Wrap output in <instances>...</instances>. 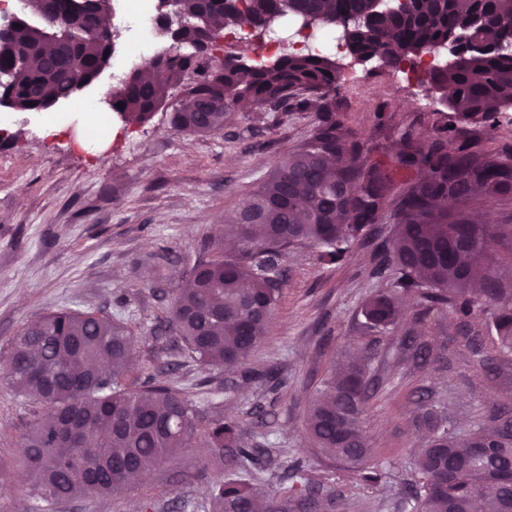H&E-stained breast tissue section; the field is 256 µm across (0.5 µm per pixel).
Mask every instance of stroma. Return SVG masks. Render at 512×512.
Listing matches in <instances>:
<instances>
[{
	"label": "stroma",
	"instance_id": "stroma-1",
	"mask_svg": "<svg viewBox=\"0 0 512 512\" xmlns=\"http://www.w3.org/2000/svg\"><path fill=\"white\" fill-rule=\"evenodd\" d=\"M106 68L83 101L60 108L64 136L42 137L43 114L14 112L0 133V355L44 313L98 311L131 328L146 374L180 392L205 417L246 427V440L269 465L250 470L277 499L278 475L302 460L318 493L306 512H402L401 491L415 480L413 452L424 444L415 424L421 405L443 407L459 435L487 424L494 406L512 408V354L500 350L487 315L459 326L448 311L422 320L418 298L393 328L372 335L363 302L384 280L371 276V251L353 245L326 266L310 247L282 259V298L251 369L202 367L165 321L182 269L205 258L224 225L275 164L309 137L314 115L250 107L224 131L194 135L169 121L188 88L171 86L164 106L142 124L113 119L112 140L89 154L77 139L87 126L83 102L98 103L112 85ZM336 97L347 124L368 145L396 146L404 133L444 131L448 146L494 148L512 156V107L491 120H458L423 76L404 77L375 60L340 72ZM484 339L482 356L464 345ZM375 343L376 390L365 417L369 461L381 477L368 486L325 460L305 433V416L322 374ZM498 361L487 371L484 358ZM35 407L0 375V512H208L213 483L206 440L154 466L147 478L109 498L44 501L25 466L22 436Z\"/></svg>",
	"mask_w": 512,
	"mask_h": 512
}]
</instances>
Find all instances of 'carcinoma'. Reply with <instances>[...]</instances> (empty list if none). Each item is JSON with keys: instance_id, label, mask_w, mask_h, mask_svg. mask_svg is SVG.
<instances>
[{"instance_id": "1", "label": "carcinoma", "mask_w": 512, "mask_h": 512, "mask_svg": "<svg viewBox=\"0 0 512 512\" xmlns=\"http://www.w3.org/2000/svg\"><path fill=\"white\" fill-rule=\"evenodd\" d=\"M112 0H27L18 26L0 33V96L20 112H47L92 86L111 57L99 18ZM173 18L160 25L173 48L153 55L112 87V111L145 122L168 89L219 47L228 30L270 28L290 15L300 23L334 25L357 19L345 32L349 52L392 67L415 62L454 35L471 47L458 64L431 69V84L464 121L487 119L512 105V0H415L401 15L380 0H168ZM50 16L54 28L30 22ZM164 60L165 79L153 73ZM339 73L325 56L284 51L272 64L226 56L203 71L170 121L197 135L224 130L241 101L258 108H303L314 114L311 136L275 166L229 219L240 251L215 247L184 271L187 287L169 308L182 346L206 366L244 365L267 336L278 308L288 248L310 245L317 260L335 264L351 246L371 244L372 274L397 278L365 302L369 331L385 332L401 315L404 295L421 300L423 316L446 309L466 324L478 313L491 319L500 348L512 353V282L490 275L496 227L473 224L462 209L474 199L512 198V165L493 151L448 150V139L419 141L405 133L388 155L363 143L336 112ZM122 108H117V104ZM392 218L389 235L378 226ZM106 359L112 371L91 367ZM11 386L42 407L23 435L27 466L45 499L112 496L137 482L139 466L156 465L204 433L217 468L247 460L264 467L259 451L242 441V426L215 417L199 426L192 403L169 386L141 381L143 366L128 327L95 312H54L26 325L6 357ZM370 388L368 360L355 358L322 378L306 414V432L324 457L354 469L367 484L369 465L362 423ZM416 422L429 440L415 453L417 482L402 492L409 512H512V415L458 436L448 416L432 407ZM234 453L224 456V449ZM304 465L294 462L288 512L310 497ZM263 497L254 483L225 477L211 490L210 512H257Z\"/></svg>"}]
</instances>
